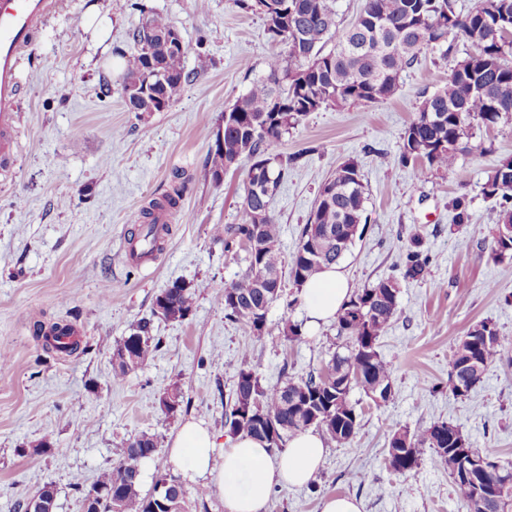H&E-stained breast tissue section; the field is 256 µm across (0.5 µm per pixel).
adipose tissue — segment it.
<instances>
[{
    "label": "adipose tissue",
    "instance_id": "adipose-tissue-1",
    "mask_svg": "<svg viewBox=\"0 0 512 512\" xmlns=\"http://www.w3.org/2000/svg\"><path fill=\"white\" fill-rule=\"evenodd\" d=\"M352 293L342 265L323 269L300 289L308 329L334 320ZM326 453L322 436L307 430L290 438L287 449L271 458L264 442L236 437L215 455V440L203 422L190 420L181 428L169 448V460L184 478L203 480L217 488L226 512H267L271 486H302L312 481Z\"/></svg>",
    "mask_w": 512,
    "mask_h": 512
}]
</instances>
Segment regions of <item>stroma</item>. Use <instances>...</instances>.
I'll return each mask as SVG.
<instances>
[{"label":"stroma","mask_w":512,"mask_h":512,"mask_svg":"<svg viewBox=\"0 0 512 512\" xmlns=\"http://www.w3.org/2000/svg\"><path fill=\"white\" fill-rule=\"evenodd\" d=\"M112 21L106 65L90 12ZM167 18L187 47L188 79L162 112L129 111L123 77L133 62L131 34L142 14ZM277 50L263 16L234 0H59L35 32L20 67V124L8 169H0V340L11 349L0 373V512L44 483L57 489L55 512H81L79 487L111 466L122 442L155 435L142 491L170 471L167 448L187 419L203 421L218 448L230 445L224 409L236 372L249 363L273 385L324 367L336 349V325L290 342L261 341L224 317L225 284L245 269L243 246L225 247L215 227L243 220L246 166L214 181L206 158L219 138L223 108L260 75ZM468 47L429 53L400 80L384 104L327 107L286 135L281 152L300 160L271 202L290 262L323 181L356 160L369 221L342 258L353 289L401 274V256L420 235L432 258L422 281L401 284L399 310L379 351L391 365L396 395L375 405L353 392L362 410L355 438L328 443L317 492L280 485L268 512H322L333 496H353L361 512H465L448 471L424 450L417 468L392 472L385 461L394 429L432 421L461 427L473 447L512 465V259L491 253L495 202L482 186L512 159V123L474 130L472 152L458 172L415 180L398 159L401 135L421 101L442 87ZM187 189L169 233L152 259L128 255L129 231L142 209L172 193L174 173ZM466 195L472 220L455 226L452 198ZM180 281L194 289L193 313L182 322L153 318L157 294ZM152 319L159 348L147 365L112 374V347L133 325ZM488 320L510 339L473 400L448 392V359L470 326ZM68 323L81 351L46 352L35 323ZM180 387L183 404L165 415L159 396Z\"/></svg>","instance_id":"1"}]
</instances>
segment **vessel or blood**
<instances>
[{"label":"vessel or blood","instance_id":"b4317fda","mask_svg":"<svg viewBox=\"0 0 512 512\" xmlns=\"http://www.w3.org/2000/svg\"><path fill=\"white\" fill-rule=\"evenodd\" d=\"M56 6V0H0V159L12 158L20 112V59L30 46L32 31Z\"/></svg>","mask_w":512,"mask_h":512}]
</instances>
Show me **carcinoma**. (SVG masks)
I'll list each match as a JSON object with an SVG mask.
<instances>
[{"label": "carcinoma", "mask_w": 512, "mask_h": 512, "mask_svg": "<svg viewBox=\"0 0 512 512\" xmlns=\"http://www.w3.org/2000/svg\"><path fill=\"white\" fill-rule=\"evenodd\" d=\"M242 9L263 15L267 32L283 46L268 59L263 74L227 111L234 119L224 122L223 140L211 150V175L249 162L242 195L243 222L216 228L214 235L224 247L238 242L246 246V269L224 286L220 304L225 317L247 325L259 340L269 339L267 312L283 295V289L267 285L260 273L279 267L280 224L269 210L272 196L302 158L284 154L278 145L289 131L311 112L326 106L366 109L394 95L403 72L419 57L435 49L448 55V38L467 43L466 57L451 69L448 82L424 98L417 116L401 136L399 161L420 163L417 177L447 174L457 168L461 155L469 151L474 128L512 121V0H476L466 13L456 11L454 0H365L357 19L339 27L335 0H235ZM332 48H327V45ZM186 53L177 51L143 60L144 73L127 72L124 88L146 82L150 68L167 73L162 83L127 94L131 111L138 112L145 100L159 97L176 101L184 88ZM358 163L347 160L322 184L314 208L301 230L292 255L288 276L296 289L321 270L339 262V247H350L367 223L365 191ZM487 198L497 201L493 224V255L512 258V236H501L499 226L512 225V160L497 165L482 186ZM454 223L471 221L469 202L461 194L450 201ZM330 229L336 245L326 239ZM422 240L410 238L402 258V277L423 280L429 274L430 257ZM400 283L386 278L355 291L337 315L336 352L319 374L290 378L275 385L261 382L255 368L245 364L235 375L232 404L224 413L231 435L262 440L271 451L284 449L293 435L314 428L328 440L345 445L355 437L359 425L355 390L376 405L396 395L395 378L378 351V342L399 309ZM194 293L175 283L157 295L154 314L170 321H183L193 311ZM36 336L44 338L47 350L78 349L63 343V327L38 324ZM302 325L291 320L279 328V338L299 341ZM505 344L497 326L480 321L456 343L448 360V392L463 400L473 398L476 387ZM151 322L141 320L129 336L112 347V371L124 377L146 365L154 356ZM183 395L173 386L160 396L167 415L177 414ZM280 425L273 440L267 431ZM428 448L436 461L448 469L454 487L473 512L475 493L457 482L458 455L466 449L475 459L486 457L462 429L448 421H433L416 429H396L386 448L388 467L405 474L418 466L421 451ZM158 450L157 437L139 435V440L121 443L112 465L103 470L83 494L87 500L100 488L112 491L118 512H164L155 509L157 496L141 490V465ZM494 498L483 501L481 512H503L512 504V468L498 466L487 477Z\"/></svg>", "instance_id": "cac0c4a2"}]
</instances>
